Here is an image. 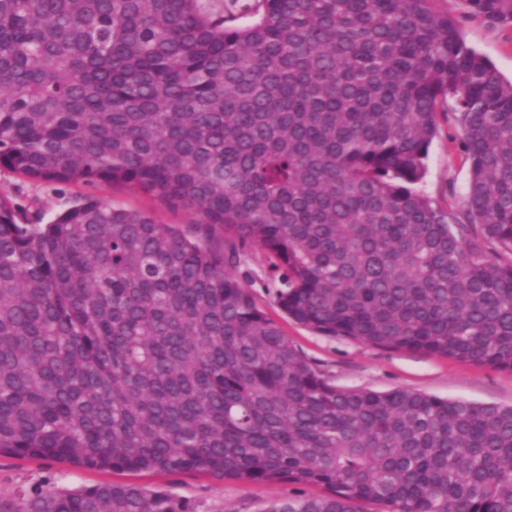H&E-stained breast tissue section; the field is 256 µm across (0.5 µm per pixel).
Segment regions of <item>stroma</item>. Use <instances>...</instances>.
<instances>
[{
	"label": "stroma",
	"mask_w": 512,
	"mask_h": 512,
	"mask_svg": "<svg viewBox=\"0 0 512 512\" xmlns=\"http://www.w3.org/2000/svg\"><path fill=\"white\" fill-rule=\"evenodd\" d=\"M437 11L458 20L467 44L488 58L501 76L512 81V27L492 25L473 17L465 0H435ZM460 131L454 119L439 121L420 191L441 206L457 208L464 192L468 165L459 147ZM94 196L111 204L150 211L156 221L185 229L192 222L187 210L122 185H60L19 177L0 169V197L30 223L45 224L79 198ZM268 262L257 249L245 250L236 273L248 286L260 308L281 328L307 362L339 388L379 392L403 388L428 395L477 403L512 405V371L488 364L460 362L420 351H388L342 338L317 335L289 319L263 286ZM101 481L132 483L164 489L197 503L201 512H266L271 502L293 495L316 496V486L249 483L208 473L185 471L156 474L128 471H90L58 460H32L0 455V501H14L21 492L46 482L57 489L90 486Z\"/></svg>",
	"instance_id": "stroma-1"
}]
</instances>
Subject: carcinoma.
<instances>
[{"instance_id":"obj_1","label":"carcinoma","mask_w":512,"mask_h":512,"mask_svg":"<svg viewBox=\"0 0 512 512\" xmlns=\"http://www.w3.org/2000/svg\"><path fill=\"white\" fill-rule=\"evenodd\" d=\"M512 26V0H466ZM0 0V168L121 183L20 224L0 198V453L317 485L266 512H512V406L332 385L257 306L240 252L315 333L512 371V82L433 0ZM452 112L458 210L414 189ZM224 232V247L210 240ZM0 512H200L36 484ZM211 8V10L217 15H223L224 12L237 16V24H243L250 22L253 17L251 13L245 11V7L253 5L255 0H203Z\"/></svg>"}]
</instances>
